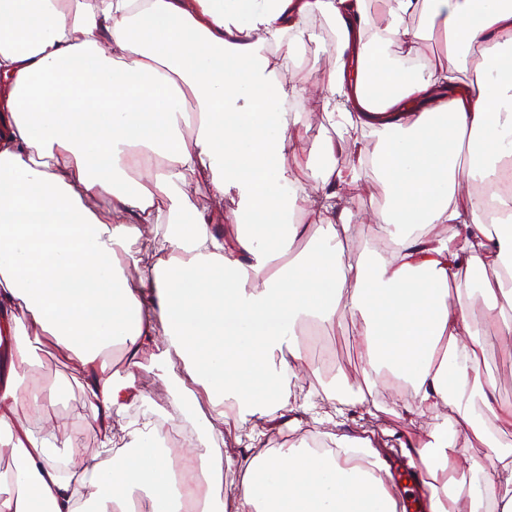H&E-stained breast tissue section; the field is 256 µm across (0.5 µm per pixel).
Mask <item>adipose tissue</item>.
<instances>
[{"label": "adipose tissue", "instance_id": "1", "mask_svg": "<svg viewBox=\"0 0 512 512\" xmlns=\"http://www.w3.org/2000/svg\"><path fill=\"white\" fill-rule=\"evenodd\" d=\"M314 15L336 31L322 110L377 142L385 248L358 250L360 225L336 219L338 189L360 178L337 160L346 139L320 144L305 181L288 171L289 92L269 54L290 65L319 44ZM415 16L445 42L440 65L407 69L389 55L419 39ZM370 27L366 0H0V452L24 489L0 497V512H129L139 498L149 512H182L152 419L115 424L141 398L139 352L164 336V381L182 388L178 353L208 396L234 401L244 429L288 406L299 331L346 316L360 325L364 386L387 372L409 388L401 412L452 414V428L415 446L438 479L428 512H459L464 498L469 512H512V448L498 441L512 404L480 377L486 345L470 313L483 303L512 340V195L491 214L460 191L471 178L491 184L512 159V0H389L382 34ZM145 155L162 165L142 182L128 168ZM198 177L208 200L187 192ZM231 193L237 208L216 212ZM311 214L324 237L296 251ZM488 266L494 278H477ZM454 287L469 296L451 302ZM39 336L80 370L103 435L92 454L79 435L60 440L11 415L57 401L18 373ZM469 436L491 468L462 469ZM330 444L262 449L239 468L235 512H399L370 442ZM222 462L216 447L197 465L199 512H224Z\"/></svg>", "mask_w": 512, "mask_h": 512}]
</instances>
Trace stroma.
I'll return each mask as SVG.
<instances>
[{
	"label": "stroma",
	"instance_id": "35a3bbf8",
	"mask_svg": "<svg viewBox=\"0 0 512 512\" xmlns=\"http://www.w3.org/2000/svg\"><path fill=\"white\" fill-rule=\"evenodd\" d=\"M310 25L315 32L324 35L325 40L324 49L317 60L301 57L291 69L292 78L301 84L296 96L299 100L298 111L304 120L289 124L287 154L298 157L299 162L313 154L317 144L332 132L321 109L320 98L335 66V40L327 35L331 24L324 17L312 18ZM299 162L289 167L293 179L297 181L305 178ZM386 197L387 190L379 175L373 169H364L359 183L351 189L343 213L350 223L361 225L365 235L378 234L379 210ZM473 323L488 342L482 373L496 379V397L499 401L512 402V345L506 347L500 344L494 327L485 318L484 305L474 307ZM358 331V324L348 319L336 324L332 332L316 342L300 338L304 355L300 370L307 377V387L294 392L288 407L262 418L260 427L266 446L301 443L315 435L322 437L333 433L351 440L370 438L382 457L387 459L394 455L397 447L413 439H427L432 429L444 425L445 418L441 415L414 419L404 414H393L391 408L397 394L395 380L389 374L377 378L374 397H361L358 389L362 381L361 359L354 344ZM152 354V348L148 347L140 355L143 367L138 372L137 384L143 399L130 409L128 420H135L145 412L171 413L175 410L174 392L169 386H162L157 391L151 388L152 383L159 379ZM19 374L25 383L36 390L58 384L63 391L56 406L39 410L22 404L14 410L16 417L30 421L33 427L60 438L80 433L86 450L92 451L98 447L100 436L85 407L79 374L50 337H42L34 349L33 365L20 368ZM186 386L196 398L194 418L212 423L224 455L234 462L233 467L225 469L222 485L224 503L232 505L239 477L235 465L252 456L250 441L241 436L233 416H219L217 407L209 401L200 384L190 380ZM316 389L330 393V400L323 402L319 413L304 412L303 403L309 392ZM338 403L345 407L344 416L335 414L334 406Z\"/></svg>",
	"mask_w": 512,
	"mask_h": 512
}]
</instances>
